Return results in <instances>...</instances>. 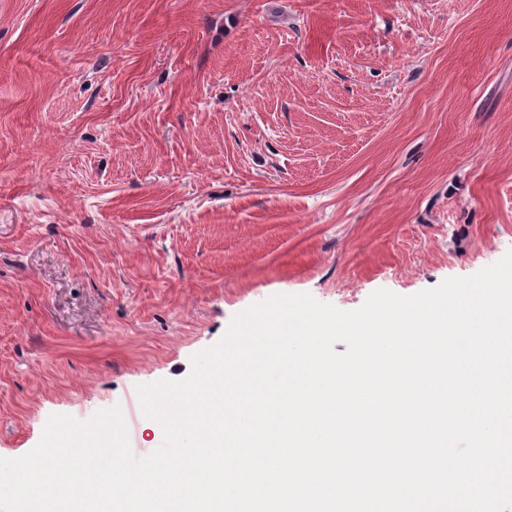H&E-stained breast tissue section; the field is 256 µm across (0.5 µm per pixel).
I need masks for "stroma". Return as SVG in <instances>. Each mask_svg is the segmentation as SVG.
I'll return each mask as SVG.
<instances>
[{
	"mask_svg": "<svg viewBox=\"0 0 512 512\" xmlns=\"http://www.w3.org/2000/svg\"><path fill=\"white\" fill-rule=\"evenodd\" d=\"M512 250V0H0V458L191 373L278 294L343 311Z\"/></svg>",
	"mask_w": 512,
	"mask_h": 512,
	"instance_id": "1",
	"label": "stroma"
}]
</instances>
